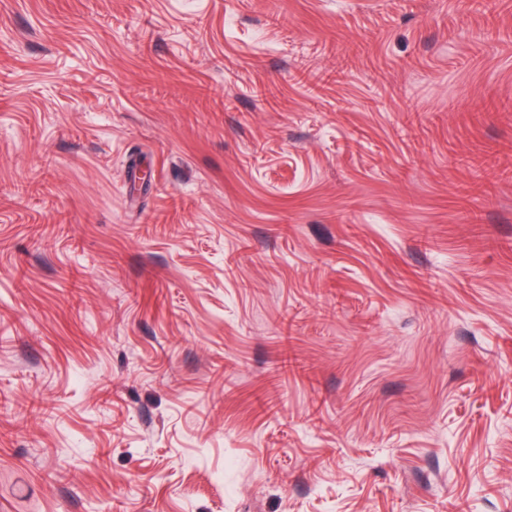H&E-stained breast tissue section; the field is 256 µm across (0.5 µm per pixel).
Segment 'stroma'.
<instances>
[{
    "label": "stroma",
    "mask_w": 512,
    "mask_h": 512,
    "mask_svg": "<svg viewBox=\"0 0 512 512\" xmlns=\"http://www.w3.org/2000/svg\"><path fill=\"white\" fill-rule=\"evenodd\" d=\"M0 512H512V0H0Z\"/></svg>",
    "instance_id": "35a3bbf8"
}]
</instances>
